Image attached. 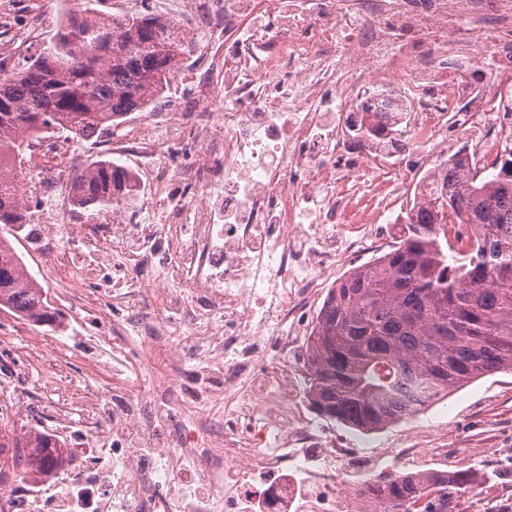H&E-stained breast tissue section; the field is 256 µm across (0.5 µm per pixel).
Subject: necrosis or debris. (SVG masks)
Returning <instances> with one entry per match:
<instances>
[{"instance_id":"obj_1","label":"necrosis or debris","mask_w":512,"mask_h":512,"mask_svg":"<svg viewBox=\"0 0 512 512\" xmlns=\"http://www.w3.org/2000/svg\"><path fill=\"white\" fill-rule=\"evenodd\" d=\"M189 0L205 30L196 93L163 121L141 120L127 136L145 154L179 144L192 125L205 144L164 190L158 223L121 226L108 246L136 239L122 330L161 343L175 323L207 345L209 379L174 377L123 385L108 412L87 395L112 434L111 455L128 468L107 478L97 454L65 460L50 481L28 475L0 489V512H64L54 492L78 489L86 512H175L169 487L191 456L211 495L185 512H222L260 498L263 512H290L300 493L292 451L321 429L290 419L299 373L270 353L311 335L316 307L346 267L374 254L376 212L399 197L424 205L436 162L491 165L512 142V94L471 77L483 62L512 83V0ZM172 281L202 296L168 299L151 317L144 294ZM224 313L223 329L206 312ZM0 390L26 415L15 352L0 336ZM223 395L216 421L207 408ZM339 451L314 472L310 512H347L338 493Z\"/></svg>"}]
</instances>
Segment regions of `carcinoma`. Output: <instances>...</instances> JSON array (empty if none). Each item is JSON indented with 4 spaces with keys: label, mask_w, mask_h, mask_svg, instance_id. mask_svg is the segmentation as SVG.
<instances>
[{
    "label": "carcinoma",
    "mask_w": 512,
    "mask_h": 512,
    "mask_svg": "<svg viewBox=\"0 0 512 512\" xmlns=\"http://www.w3.org/2000/svg\"><path fill=\"white\" fill-rule=\"evenodd\" d=\"M185 40L150 13L112 16L86 7L21 60L0 58V224L29 223L17 180L33 141L67 133L86 140L158 103ZM477 180L448 167L427 204L404 217L407 235L331 288L308 339V400L322 416L365 431L403 420L491 372H512V149ZM138 192L132 172L95 160L69 186L77 207L108 213ZM450 224L472 236L448 238ZM0 307L52 326L40 283L0 235ZM68 453L30 430L7 438L0 457L39 475ZM477 469L383 475L358 495L370 512H454L478 486Z\"/></svg>",
    "instance_id": "1"
}]
</instances>
